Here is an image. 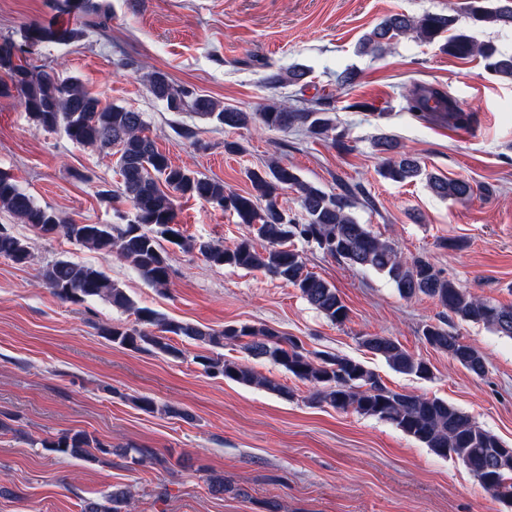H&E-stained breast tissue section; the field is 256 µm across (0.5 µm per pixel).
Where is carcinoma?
I'll return each instance as SVG.
<instances>
[{
    "label": "carcinoma",
    "mask_w": 512,
    "mask_h": 512,
    "mask_svg": "<svg viewBox=\"0 0 512 512\" xmlns=\"http://www.w3.org/2000/svg\"><path fill=\"white\" fill-rule=\"evenodd\" d=\"M109 10L110 5L105 0H60L58 6L61 13L83 16L105 14ZM466 12L476 28L512 30V0H468ZM456 23V16L451 13L389 16L362 37L360 49L381 55L393 40L410 36L423 43H437L443 53L457 59L479 58L487 73L512 81V54L478 41ZM85 36L82 27L34 22L24 30V46L10 40L0 42V72L6 75L0 78V95L16 91L21 107L36 126L45 130L61 129L74 145L117 148L121 196L131 203L134 219L127 224H78L35 203L9 174L0 171V208L31 232L47 237L61 231L79 246L102 255H114L159 291L169 287L172 273L171 257L160 244L163 239L182 249L197 251L215 267L263 270L298 289L327 319L342 323L348 318L349 309L336 287L308 271L298 251L290 246L291 239L301 238L315 243L330 257L386 276L404 298L427 296L451 318L482 323L497 335L512 339V305L477 296L443 277L426 258L403 256L394 243L359 222L350 212L348 195L330 194L304 181L294 167L277 160L246 173L250 192L226 194L224 183L172 164L147 135L142 113L119 105L102 104L76 77H62L55 72L37 70L26 61H15L17 53L25 46L69 43ZM307 75L304 66L295 64L269 72L265 83L272 87L298 84ZM146 85L149 92L173 112L189 111L232 129L259 126L286 132L302 128L313 138L330 140L341 150L347 148L346 131L330 116L328 102L323 97L317 99V107L313 109H299L276 101L257 112H247L226 106L211 96L178 89L161 71L148 72ZM402 96L407 110L419 117L446 118L459 128L470 125V115L444 91L416 85L404 90ZM375 147L386 154L379 168V175L384 179L403 182L421 178L435 196L456 202H466L475 194L473 184L465 177L443 178L427 172L416 157L387 133L377 137ZM288 190L299 194L305 216L302 224L288 219L279 206V196ZM179 198H194L233 211L239 223L256 229L264 245L256 248L248 236L231 246L184 237L176 228ZM0 257L18 265L32 263L28 237L1 225ZM40 277L64 302L82 304L98 297L117 309L133 312L136 323L129 327L106 325L100 328V333L114 344L182 359L186 351L172 344L170 335L185 337L204 350L195 355L194 360L205 373L286 393L284 387L256 373L250 366L224 358V345L243 340L244 349L252 358L270 360L296 379L310 384L317 403L378 417L415 438L435 455L458 458L472 474L478 473L490 483L487 492L505 507L512 508V448H507L498 437L446 401L393 391L365 364L329 352L308 351L301 341L269 325L226 324L221 329H212L174 321L156 310L136 306L103 270L69 258L54 260ZM422 336L430 347L447 353L474 374L485 372L482 354L462 344L451 323L427 324ZM361 344L400 373L421 379L432 375L426 361L409 353L389 336H364ZM134 403L149 413L190 418L186 411L168 404L159 405L148 396H138ZM41 445L86 461L97 460L99 454L112 453L111 445L84 431H64L51 441H41ZM125 454L132 463L143 467L167 464L165 458L150 448H128ZM131 500L129 490L114 486L99 498L82 500L80 512H129Z\"/></svg>",
    "instance_id": "1"
}]
</instances>
